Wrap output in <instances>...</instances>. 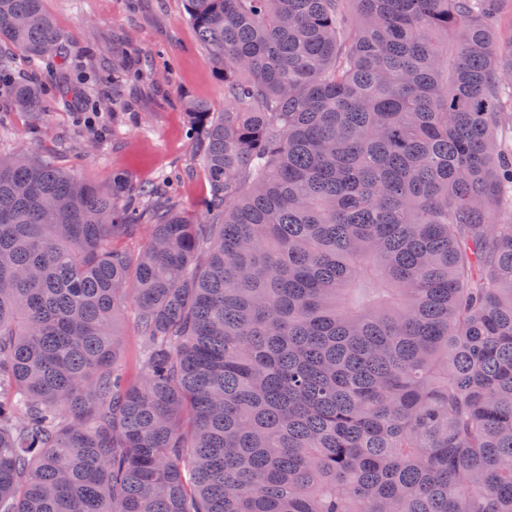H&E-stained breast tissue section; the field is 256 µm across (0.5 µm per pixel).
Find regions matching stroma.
<instances>
[{
	"mask_svg": "<svg viewBox=\"0 0 512 512\" xmlns=\"http://www.w3.org/2000/svg\"><path fill=\"white\" fill-rule=\"evenodd\" d=\"M69 54L70 85L82 99L50 98L38 115L0 97V153L52 157L59 168L101 188L123 173L134 185L166 181L176 209L197 219L209 190L207 171L189 136L185 103L224 109L214 75L184 0H42ZM121 364L144 376V341L136 307L119 324Z\"/></svg>",
	"mask_w": 512,
	"mask_h": 512,
	"instance_id": "1",
	"label": "stroma"
}]
</instances>
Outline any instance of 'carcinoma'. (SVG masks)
I'll return each mask as SVG.
<instances>
[{"label":"carcinoma","mask_w":512,"mask_h":512,"mask_svg":"<svg viewBox=\"0 0 512 512\" xmlns=\"http://www.w3.org/2000/svg\"><path fill=\"white\" fill-rule=\"evenodd\" d=\"M503 2L186 0L224 84L186 103L204 224L7 155L0 512H512ZM0 41L63 50L42 0H0ZM118 329L121 334L122 367L133 379L142 380L144 369L141 363V352L144 341L137 326L134 302H128Z\"/></svg>","instance_id":"obj_1"}]
</instances>
